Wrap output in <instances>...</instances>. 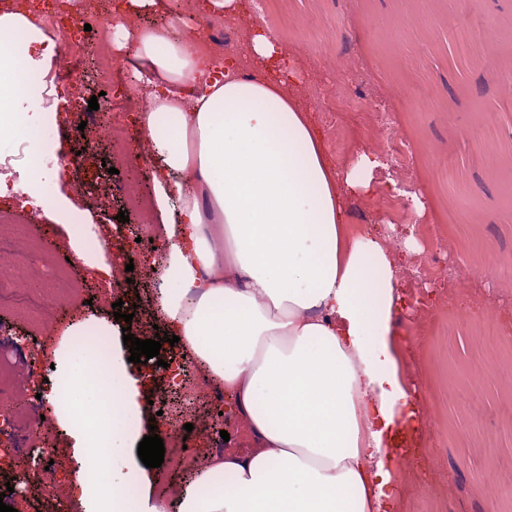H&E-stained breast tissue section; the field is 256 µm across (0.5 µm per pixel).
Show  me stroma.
<instances>
[{
  "instance_id": "stroma-1",
  "label": "stroma",
  "mask_w": 512,
  "mask_h": 512,
  "mask_svg": "<svg viewBox=\"0 0 512 512\" xmlns=\"http://www.w3.org/2000/svg\"><path fill=\"white\" fill-rule=\"evenodd\" d=\"M272 33L288 51L299 80L295 94L310 110L325 148L340 169L364 152L372 136L373 111L389 108L397 133L412 146L413 174L426 209L417 220L386 209L394 195L385 167L374 169L370 192L344 198L349 221L361 227L378 224L390 251L400 257V285L412 311L428 305L431 320L419 325L417 345L406 327L397 340L407 357V384L422 413L419 466L399 469L400 512H512V0H247L236 23L234 51L246 45L247 27ZM98 48L87 44L83 99L71 103L66 128L43 127L40 142L19 149L0 145V161L20 157L30 165L54 145L67 156L89 120V97L98 95L94 79ZM106 139H98L87 161V193L71 191L66 180L43 167L37 193L47 199L29 233L20 238L13 258L32 268L33 293L59 298L58 313L96 326L113 322L115 302L132 317L131 332L145 340L155 336L152 292L155 277L134 268L124 288L113 289L81 261L71 258L66 223L54 219L60 199L79 211H90L101 238L119 253L114 226L124 206L120 185L135 183L152 193L148 166L134 161L120 167L109 184L99 177L110 162ZM442 224L447 230V270L417 290L408 275L426 242L419 227ZM497 266L486 273V290L449 291V274L480 267L488 255ZM44 330L35 317L0 306V362L19 374L18 395L0 396V451L24 455L31 448L16 419L44 416L50 431L49 469L28 485L17 472L0 465V494L15 512H82L76 499L53 501L44 483L62 480L75 467L70 439L42 400L58 372L36 358ZM149 389L143 390V413L155 432L166 428L158 410H172L168 367L194 375L198 366L180 346L163 344ZM184 422L204 427L193 452L214 455L216 449L246 446L243 423L225 415L222 427L205 415L189 413Z\"/></svg>"
}]
</instances>
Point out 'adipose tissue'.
Masks as SVG:
<instances>
[{
  "label": "adipose tissue",
  "instance_id": "ef3b65f1",
  "mask_svg": "<svg viewBox=\"0 0 512 512\" xmlns=\"http://www.w3.org/2000/svg\"><path fill=\"white\" fill-rule=\"evenodd\" d=\"M2 37L16 47L0 53V142L34 144L39 126L16 101L27 61L59 42L8 5ZM124 48L158 158L156 316L259 446L211 459L168 500L133 466L138 492L125 495L111 452L139 435L137 381L121 344L103 363L63 344L49 401L74 441L83 512H396V445L418 412L393 332L403 298L393 253L348 224L343 203L369 189L379 160L360 154L343 173L328 160L308 110L265 68L283 52L272 34L253 32L218 68L166 28L135 27Z\"/></svg>",
  "mask_w": 512,
  "mask_h": 512
}]
</instances>
